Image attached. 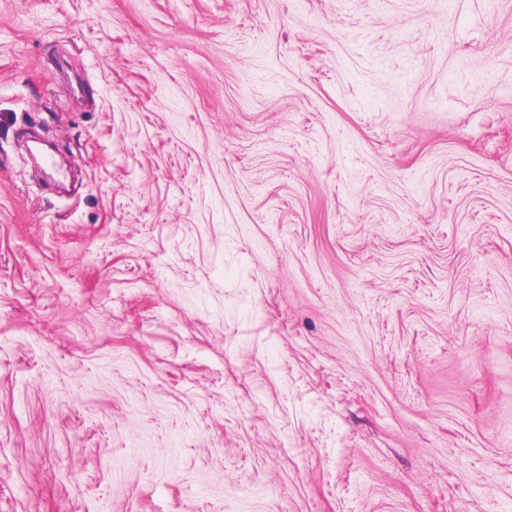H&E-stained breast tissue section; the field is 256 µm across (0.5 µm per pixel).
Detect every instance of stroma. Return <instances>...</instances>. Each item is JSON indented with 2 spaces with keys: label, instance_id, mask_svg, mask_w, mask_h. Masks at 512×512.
Segmentation results:
<instances>
[{
  "label": "stroma",
  "instance_id": "obj_1",
  "mask_svg": "<svg viewBox=\"0 0 512 512\" xmlns=\"http://www.w3.org/2000/svg\"><path fill=\"white\" fill-rule=\"evenodd\" d=\"M0 512H512V0H0Z\"/></svg>",
  "mask_w": 512,
  "mask_h": 512
}]
</instances>
